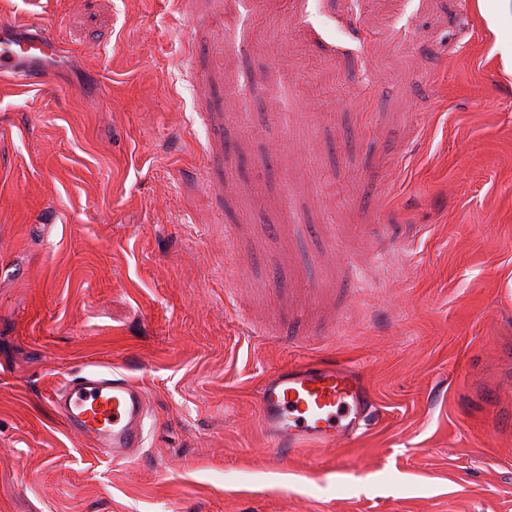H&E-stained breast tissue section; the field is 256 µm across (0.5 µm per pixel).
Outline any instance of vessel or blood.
I'll return each instance as SVG.
<instances>
[{
    "instance_id": "obj_1",
    "label": "vessel or blood",
    "mask_w": 512,
    "mask_h": 512,
    "mask_svg": "<svg viewBox=\"0 0 512 512\" xmlns=\"http://www.w3.org/2000/svg\"><path fill=\"white\" fill-rule=\"evenodd\" d=\"M63 50L43 23L19 28L0 20V78L63 94L56 73ZM51 403L90 448L115 462L131 459L145 441V397L124 374L88 371L62 382ZM258 406L272 453L291 457L300 442L344 446L371 425L375 405L361 366L303 359L269 372Z\"/></svg>"
}]
</instances>
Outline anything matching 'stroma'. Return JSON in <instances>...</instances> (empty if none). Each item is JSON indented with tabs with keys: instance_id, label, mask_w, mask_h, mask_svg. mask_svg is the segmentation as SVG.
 <instances>
[{
	"instance_id": "1",
	"label": "stroma",
	"mask_w": 512,
	"mask_h": 512,
	"mask_svg": "<svg viewBox=\"0 0 512 512\" xmlns=\"http://www.w3.org/2000/svg\"><path fill=\"white\" fill-rule=\"evenodd\" d=\"M0 79V512H512V0H44ZM360 364L375 420L269 452L257 395ZM144 390L115 463L61 378ZM63 60L62 47L43 23L33 21L22 29L0 20V78L60 95L65 88L56 73Z\"/></svg>"
}]
</instances>
